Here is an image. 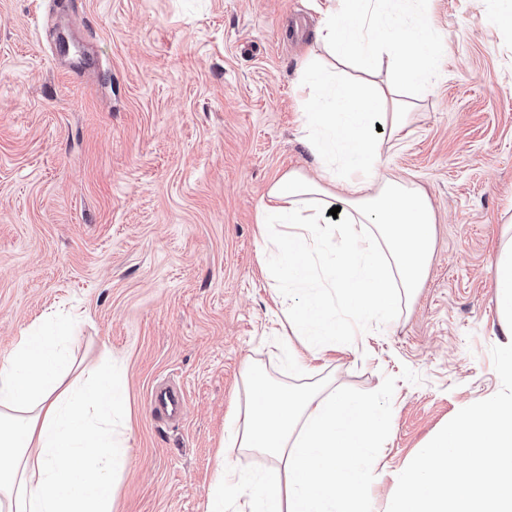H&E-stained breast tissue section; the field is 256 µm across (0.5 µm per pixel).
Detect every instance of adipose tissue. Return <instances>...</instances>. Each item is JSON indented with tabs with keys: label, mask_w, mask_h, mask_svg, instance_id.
<instances>
[{
	"label": "adipose tissue",
	"mask_w": 512,
	"mask_h": 512,
	"mask_svg": "<svg viewBox=\"0 0 512 512\" xmlns=\"http://www.w3.org/2000/svg\"><path fill=\"white\" fill-rule=\"evenodd\" d=\"M391 3L407 6L335 0L318 40L338 63L357 61L373 75L388 57L394 82L423 86L445 49L427 36L426 17L410 30L398 26L386 10ZM301 87L318 175L285 172L258 209L274 282L305 291L288 310L292 335L283 341L288 372L297 377L310 373V353L387 321L420 288L436 222L427 195L381 166L377 128L396 140L408 128L392 91L337 84L312 62L301 69ZM332 209L337 217H329ZM496 288L503 368L512 375V244L499 255ZM334 298L343 306L336 322L325 310ZM73 331L72 319L48 320L0 362V512H113L114 477L130 459L128 436L114 428L124 392L106 367L89 369L85 382L69 381L65 343ZM245 380L247 401L227 416L224 444L268 456L283 475L249 477L218 459L206 512H225L241 496L248 512H370L368 460L389 412L323 384H278L251 366Z\"/></svg>",
	"instance_id": "1"
}]
</instances>
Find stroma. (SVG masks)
I'll return each mask as SVG.
<instances>
[{
  "instance_id": "1",
  "label": "stroma",
  "mask_w": 512,
  "mask_h": 512,
  "mask_svg": "<svg viewBox=\"0 0 512 512\" xmlns=\"http://www.w3.org/2000/svg\"><path fill=\"white\" fill-rule=\"evenodd\" d=\"M328 0H0V360L45 314L76 323L78 369L119 363L130 463L115 512H205L246 364L294 383L287 289L264 266L265 187L317 167L299 68ZM447 48L406 92L382 164L437 215L421 287L387 326L312 356L307 383L387 408L372 512L395 472L501 388L497 259L512 217V0H424ZM172 380L183 420L148 396Z\"/></svg>"
}]
</instances>
